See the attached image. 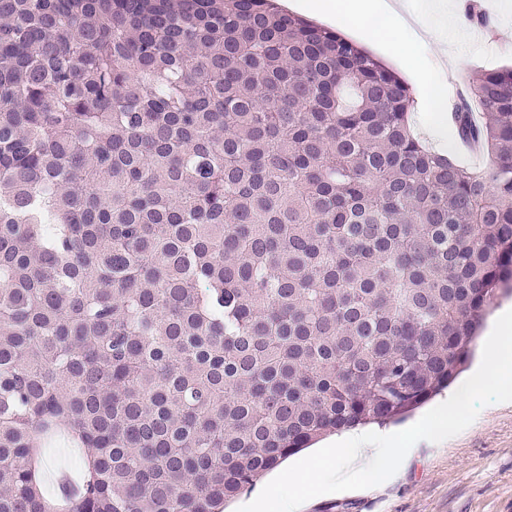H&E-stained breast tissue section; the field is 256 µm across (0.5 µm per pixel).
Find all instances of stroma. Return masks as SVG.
<instances>
[{"instance_id": "stroma-1", "label": "stroma", "mask_w": 512, "mask_h": 512, "mask_svg": "<svg viewBox=\"0 0 512 512\" xmlns=\"http://www.w3.org/2000/svg\"><path fill=\"white\" fill-rule=\"evenodd\" d=\"M408 2L424 39L418 54L433 56L437 37L450 29L468 34L453 46L463 63L445 72L449 86L466 94L482 73L512 65V0H463L445 23L433 17L427 0ZM469 4L477 20L467 19ZM38 444L42 491L60 500L59 473L81 479L89 451L60 438ZM304 512H512V403L479 412L445 450L421 448L401 477L382 489L318 496Z\"/></svg>"}]
</instances>
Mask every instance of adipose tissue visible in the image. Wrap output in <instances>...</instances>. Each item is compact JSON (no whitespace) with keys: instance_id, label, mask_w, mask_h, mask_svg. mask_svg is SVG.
<instances>
[{"instance_id":"1","label":"adipose tissue","mask_w":512,"mask_h":512,"mask_svg":"<svg viewBox=\"0 0 512 512\" xmlns=\"http://www.w3.org/2000/svg\"><path fill=\"white\" fill-rule=\"evenodd\" d=\"M308 8L321 16L341 17L388 53L405 58L414 69L427 70V62L415 53L421 36L408 20L403 0H310Z\"/></svg>"}]
</instances>
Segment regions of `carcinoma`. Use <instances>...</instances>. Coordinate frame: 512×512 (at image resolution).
Listing matches in <instances>:
<instances>
[{
  "instance_id": "carcinoma-1",
  "label": "carcinoma",
  "mask_w": 512,
  "mask_h": 512,
  "mask_svg": "<svg viewBox=\"0 0 512 512\" xmlns=\"http://www.w3.org/2000/svg\"><path fill=\"white\" fill-rule=\"evenodd\" d=\"M472 98L488 170L276 0H0V512H224L448 387L512 291V68ZM349 432H346V433H344L342 435H339V436H329V437H326L325 439H323L320 442H318L317 444H315L312 448L305 449V450L301 451L300 453L290 457L279 468L274 469L273 471L267 473L266 475L261 477L259 480H257L255 482L254 487L252 489H249L244 494L240 495L239 498L230 506L229 510H232V511L237 510L240 501L246 500L249 497H251L252 495H254L255 493L261 491L265 487V485L268 483V481L272 477V475L275 474L278 471L283 470L287 466V464L294 463L295 461H297L301 457L306 456V455L312 453L313 451H315L317 449V447L320 446L321 444L329 442V441H331V440H333L335 438L336 439L341 438V437L345 436ZM37 444L41 448L40 477L44 495L53 501L59 502L63 489H58L56 477L61 472H67L75 479V483L82 481L85 471V460L90 454V448H73L62 438L53 440L38 436Z\"/></svg>"
}]
</instances>
